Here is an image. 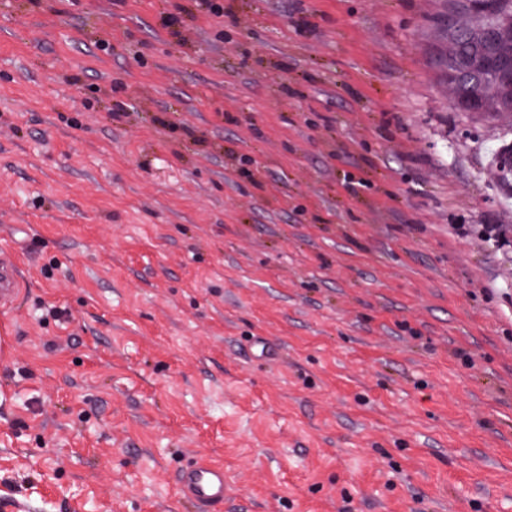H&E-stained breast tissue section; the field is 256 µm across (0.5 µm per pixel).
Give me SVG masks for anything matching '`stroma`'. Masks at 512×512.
<instances>
[{"label":"stroma","mask_w":512,"mask_h":512,"mask_svg":"<svg viewBox=\"0 0 512 512\" xmlns=\"http://www.w3.org/2000/svg\"><path fill=\"white\" fill-rule=\"evenodd\" d=\"M185 2L0 0V512H195V459L224 512H512V115L446 0ZM455 7L468 10L472 15V24L459 28L450 22L448 27L441 24L445 15H440L433 20L437 32V40L433 47V60L440 80L451 85L455 103L462 100L480 98L479 106L483 112L493 109L497 113L512 114L509 101L502 86L489 87L492 83L474 86L465 81L448 80L441 68L445 51L448 52V42L452 43L453 53L464 60L482 57L488 53L509 57L512 54L511 36L494 35L485 38L482 31H492L500 27L509 17L512 18V0H465L458 1ZM19 282L16 267L10 252L0 250V306L1 309L10 307L18 294ZM177 491L181 499L201 509L200 512H223L224 467L207 461L186 465L178 474Z\"/></svg>","instance_id":"35a3bbf8"}]
</instances>
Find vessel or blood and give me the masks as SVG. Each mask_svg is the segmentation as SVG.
Instances as JSON below:
<instances>
[{
  "mask_svg": "<svg viewBox=\"0 0 512 512\" xmlns=\"http://www.w3.org/2000/svg\"><path fill=\"white\" fill-rule=\"evenodd\" d=\"M19 292L16 267L8 250H0V307L12 305ZM181 499L200 512H224L225 486L222 465L199 461L183 467L177 478Z\"/></svg>",
  "mask_w": 512,
  "mask_h": 512,
  "instance_id": "b4317fda",
  "label": "vessel or blood"
}]
</instances>
